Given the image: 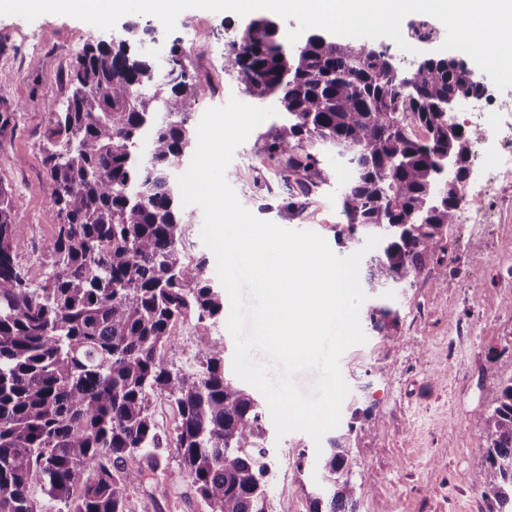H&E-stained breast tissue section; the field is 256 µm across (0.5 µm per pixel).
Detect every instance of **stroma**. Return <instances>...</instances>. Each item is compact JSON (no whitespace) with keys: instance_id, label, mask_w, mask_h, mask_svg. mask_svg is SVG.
<instances>
[{"instance_id":"35a3bbf8","label":"stroma","mask_w":512,"mask_h":512,"mask_svg":"<svg viewBox=\"0 0 512 512\" xmlns=\"http://www.w3.org/2000/svg\"><path fill=\"white\" fill-rule=\"evenodd\" d=\"M151 29L144 49L163 60L172 39L189 50L198 76L213 73L222 93L206 92L192 102L195 118L230 98H251L231 67L230 41L246 25L234 12L223 15L188 9L165 33L153 16L122 17L113 31H102L72 17L46 14L34 20L0 16V96L15 107V130L0 138V184L11 191L20 232L16 260L25 276L41 281L49 270L55 225L49 215L51 182L43 164V141L56 106L70 93L67 74L84 46L111 40L129 24ZM265 120L237 147L226 178L239 200L257 218L282 227L312 230L340 256L351 247L336 242L345 217L338 205L347 176L335 156L327 162L333 178L292 213L276 162L263 156ZM512 174L500 188L486 190L480 167H473L466 198L455 224L448 227V254L433 261L409 288H394L387 302L398 310L394 338L366 330V343L345 351L339 366L350 392L342 421H354L350 435L354 473L368 472L372 485L358 493V512H489L469 477L484 461V446L473 425L486 411L484 388L512 377ZM174 358L191 362L200 337L224 340V370L232 372L234 340L226 321L210 326H177ZM273 440L276 477L274 512H308L315 481L311 468L297 469L300 454L315 457L316 446L304 432ZM131 512H208L189 481L152 496L134 491Z\"/></svg>"}]
</instances>
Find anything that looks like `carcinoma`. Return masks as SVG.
<instances>
[{"instance_id": "1", "label": "carcinoma", "mask_w": 512, "mask_h": 512, "mask_svg": "<svg viewBox=\"0 0 512 512\" xmlns=\"http://www.w3.org/2000/svg\"><path fill=\"white\" fill-rule=\"evenodd\" d=\"M231 54L247 94L278 103L262 153L280 168L288 210L330 183L322 150L336 152L349 169L337 240L381 237L363 287L412 285L447 251L466 196L476 130L448 125V99L481 96L479 78L453 56H426L402 78L363 41L313 32L290 45L263 17ZM167 58L174 65L158 70L132 25L73 64L45 133L56 236L52 272L35 287L16 263L19 226L0 186V512H129L131 492L157 478L190 480L209 512H273L265 412L226 377L222 338L201 340L192 368L168 355L176 325L224 317V292L206 259L182 255L191 215L171 173L195 144L190 105L205 88L180 44ZM368 318L396 335L399 312L373 304ZM156 395L179 416L166 440ZM486 398L474 418L485 465L470 483L491 512H512V378ZM165 447L176 473L162 467ZM317 464L308 512H356L370 475L352 481L349 434L329 438Z\"/></svg>"}]
</instances>
